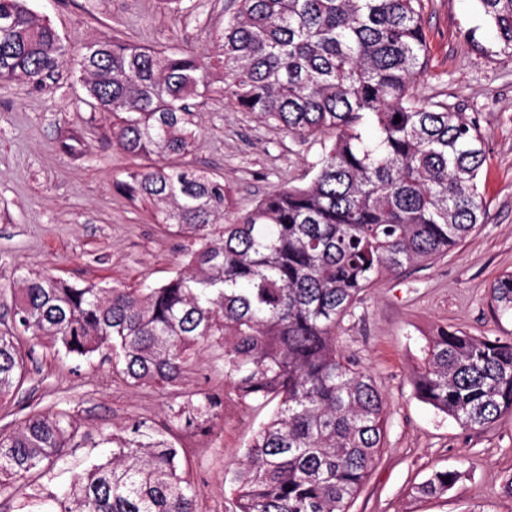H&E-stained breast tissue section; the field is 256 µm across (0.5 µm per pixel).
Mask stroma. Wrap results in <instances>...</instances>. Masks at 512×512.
<instances>
[{
    "label": "stroma",
    "mask_w": 512,
    "mask_h": 512,
    "mask_svg": "<svg viewBox=\"0 0 512 512\" xmlns=\"http://www.w3.org/2000/svg\"><path fill=\"white\" fill-rule=\"evenodd\" d=\"M28 6L59 31L70 55L56 79L41 87L0 83V324L23 272L136 287L161 284L180 268L189 241L155 222L153 204H132L119 190L118 181L138 161L113 147L109 116L83 104L76 60L110 32L144 46L189 49L210 61L225 18L237 8L235 0H183L174 16L165 0H28ZM423 23L429 71L416 92L455 94L478 116L487 151L480 182L486 215L448 256L379 281L338 332L341 348L370 372L388 404L384 448L351 512H512L504 489L512 477V414L468 430L420 401L413 384L425 338L438 327L512 338V318L495 312L488 296L490 284L512 271V59L497 53L474 0H425ZM199 112L187 161L223 176L233 217L273 189L307 184L335 138L327 130L300 140L216 94ZM23 346L33 349L34 359L22 391L0 403V433L12 431L23 414L62 411L77 434L48 473L0 492V512H36L91 464L111 459V436L137 420L168 428L182 448L199 512H224L225 470L269 420L272 406L229 400L202 429L170 425L168 417L184 393L223 392L220 348L197 352L177 385L133 388L103 355L68 357L31 335ZM444 469L459 474L447 495L410 496L413 485Z\"/></svg>",
    "instance_id": "stroma-1"
}]
</instances>
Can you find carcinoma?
Masks as SVG:
<instances>
[{"label":"carcinoma","instance_id":"obj_1","mask_svg":"<svg viewBox=\"0 0 512 512\" xmlns=\"http://www.w3.org/2000/svg\"><path fill=\"white\" fill-rule=\"evenodd\" d=\"M424 0H239L216 67L191 50L159 51L105 33L81 54L83 103L112 117V145L166 160L126 172L121 191L158 207L191 239L182 269L159 286H80L16 277L14 325L0 332V397L22 388L20 339L65 355L112 354L129 386H172L203 345L224 349V396L276 402L229 479L232 512H349L383 448L387 405L345 355L336 330L388 275L448 254L483 223L485 138L476 118L414 87L426 74ZM512 57V0H475ZM67 46L27 0H0V82L43 85ZM220 94L304 141H336L303 187L274 189L224 222V179L179 162L195 135L191 98ZM400 122H394L395 116ZM512 315V272L491 285ZM418 398L469 429L512 414V339L440 327L414 372ZM223 400L190 394L170 421L198 427ZM62 496L54 512H198L180 449L144 421ZM75 430L63 413L27 414L0 434V491L56 464ZM436 471L414 493L443 495Z\"/></svg>","mask_w":512,"mask_h":512}]
</instances>
